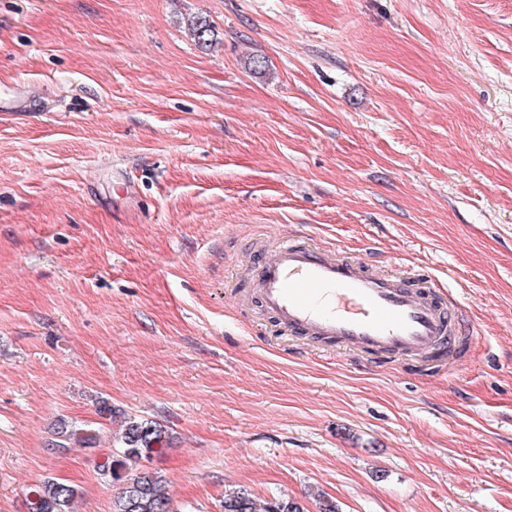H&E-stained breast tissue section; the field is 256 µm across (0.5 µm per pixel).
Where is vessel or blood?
<instances>
[{
    "mask_svg": "<svg viewBox=\"0 0 512 512\" xmlns=\"http://www.w3.org/2000/svg\"><path fill=\"white\" fill-rule=\"evenodd\" d=\"M260 305L293 336L377 358L408 356L440 366L463 330L456 302L439 295L431 276L401 277L372 271L336 249L282 236L258 250Z\"/></svg>",
    "mask_w": 512,
    "mask_h": 512,
    "instance_id": "1",
    "label": "vessel or blood"
}]
</instances>
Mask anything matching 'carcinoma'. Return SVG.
I'll list each match as a JSON object with an SVG mask.
<instances>
[{"instance_id":"cac0c4a2","label":"carcinoma","mask_w":512,"mask_h":512,"mask_svg":"<svg viewBox=\"0 0 512 512\" xmlns=\"http://www.w3.org/2000/svg\"><path fill=\"white\" fill-rule=\"evenodd\" d=\"M192 32L198 44H211L212 27L209 20L198 17ZM54 439L48 447L63 448L70 443L93 448L98 443L95 431L61 422L53 431ZM168 430L152 420L127 418L122 424L121 455L109 458L102 470L114 481L123 482L113 502V512H166L171 505L168 482L158 471L145 467L144 462L161 452L171 442ZM78 496L77 489L64 482L47 478L29 493V512H70ZM224 512H304L297 501L280 499L261 500L245 489L224 492Z\"/></svg>"}]
</instances>
